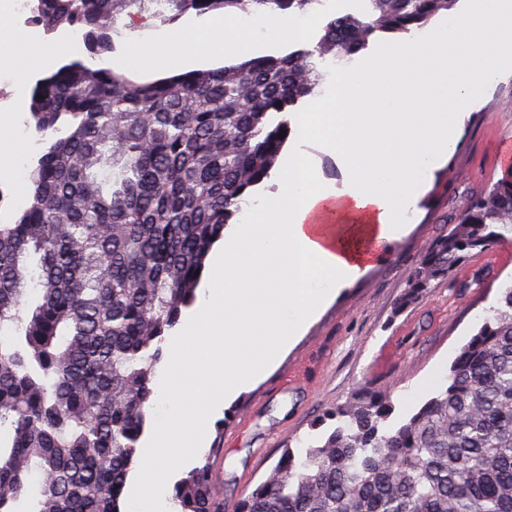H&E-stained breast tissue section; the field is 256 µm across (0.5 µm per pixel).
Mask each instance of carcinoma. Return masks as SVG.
I'll list each match as a JSON object with an SVG mask.
<instances>
[{
  "label": "carcinoma",
  "instance_id": "cac0c4a2",
  "mask_svg": "<svg viewBox=\"0 0 512 512\" xmlns=\"http://www.w3.org/2000/svg\"><path fill=\"white\" fill-rule=\"evenodd\" d=\"M320 2L32 0V12L48 33L79 28L94 59L137 19L294 16ZM456 3L359 0L284 56L216 69L135 82L74 58L38 80L30 126L54 139L26 205L0 224V512H121L167 333L270 177L289 114L317 85L316 60H349ZM509 236L512 168L457 210L396 312ZM311 430L231 512H512V282L417 412L399 417L389 392L365 386ZM173 500L177 512H224L207 459L183 472Z\"/></svg>",
  "mask_w": 512,
  "mask_h": 512
}]
</instances>
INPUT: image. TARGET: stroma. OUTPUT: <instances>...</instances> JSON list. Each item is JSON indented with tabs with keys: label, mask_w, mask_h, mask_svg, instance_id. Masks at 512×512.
<instances>
[{
	"label": "stroma",
	"mask_w": 512,
	"mask_h": 512,
	"mask_svg": "<svg viewBox=\"0 0 512 512\" xmlns=\"http://www.w3.org/2000/svg\"><path fill=\"white\" fill-rule=\"evenodd\" d=\"M320 186L347 187L340 156L324 141L289 139ZM512 166V69L494 77L483 101L463 115L459 140L415 208L390 257L371 261L310 322L271 371L227 401L208 427L210 456L225 503H233L277 462L289 436H306L326 410L348 401L362 386L386 387L398 414L417 409L446 382L459 349L496 306L512 280V240L470 256L452 277L403 312L396 302L407 275L464 197ZM482 287L467 288L473 277Z\"/></svg>",
	"instance_id": "stroma-1"
}]
</instances>
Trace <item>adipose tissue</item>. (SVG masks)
Segmentation results:
<instances>
[{
  "label": "adipose tissue",
  "instance_id": "1",
  "mask_svg": "<svg viewBox=\"0 0 512 512\" xmlns=\"http://www.w3.org/2000/svg\"><path fill=\"white\" fill-rule=\"evenodd\" d=\"M257 29L272 40L307 33L279 15L228 18L191 36L130 44L122 64L157 68L191 50L242 54ZM511 48L512 0H468L426 33L337 69L330 93L314 92L313 109L293 120L295 137L329 140L349 188L318 187L307 158L289 155L277 191L212 252L160 371L161 415L129 490L134 512H175L173 474L202 453L215 412L263 377L375 251L404 232L406 212L457 143L466 106L512 60Z\"/></svg>",
  "mask_w": 512,
  "mask_h": 512
}]
</instances>
